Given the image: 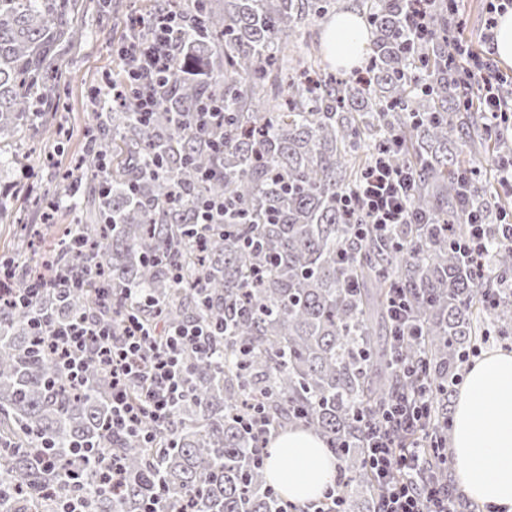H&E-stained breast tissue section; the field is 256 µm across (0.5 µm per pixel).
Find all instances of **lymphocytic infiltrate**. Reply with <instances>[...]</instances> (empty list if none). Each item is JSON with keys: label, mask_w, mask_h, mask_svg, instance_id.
<instances>
[{"label": "lymphocytic infiltrate", "mask_w": 512, "mask_h": 512, "mask_svg": "<svg viewBox=\"0 0 512 512\" xmlns=\"http://www.w3.org/2000/svg\"><path fill=\"white\" fill-rule=\"evenodd\" d=\"M185 16L170 9L156 15L151 38L139 41V16L130 15L125 26L130 35L117 53L129 64L124 87L135 96L141 116H149L159 105L158 92L177 66L176 44L184 29ZM482 96L490 122L512 112L497 85L501 74L491 56H470L465 67ZM410 173L376 159L363 175L354 195L343 198L344 208L359 205L368 223L377 230L407 221L406 206ZM34 328L45 351L55 355L70 381H81L88 357H96L112 377V428L117 432L141 433L144 441L154 435L142 428L144 419L165 423L181 398L179 355L183 349L202 344V331L190 327L156 337L134 319L127 320L122 335H112L89 319L56 323L38 317ZM426 397L396 398L381 417H367L368 466L377 476L381 496L376 512H455L454 495L447 484L426 478L427 455L420 443L400 444L401 435L421 426L427 416Z\"/></svg>", "instance_id": "1"}]
</instances>
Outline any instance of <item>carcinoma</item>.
Listing matches in <instances>:
<instances>
[{
	"label": "carcinoma",
	"instance_id": "1",
	"mask_svg": "<svg viewBox=\"0 0 512 512\" xmlns=\"http://www.w3.org/2000/svg\"><path fill=\"white\" fill-rule=\"evenodd\" d=\"M364 2L374 38L362 81L324 73L307 50V22L337 0H206L198 26L181 4L179 62L150 120L128 100L99 107V136L66 176L76 218L51 259L77 283L26 307L0 296V512H60L68 499L82 512L152 501L160 512H277L284 498L240 423L250 405L273 431L318 436L346 508L373 512L380 487L357 409L381 414L394 393L413 396L400 358L429 388L434 461L448 469V406L467 353L480 336H512V244L497 229L508 200L483 165L511 156L512 139L467 100L448 52L453 18L437 12L433 37L410 45L405 0ZM72 10L73 0H0V139L32 121L58 47L85 40ZM212 101L224 104L222 134L195 125ZM379 156L416 173L411 223L357 235L364 216L340 199ZM215 198L234 200L233 218L204 224L199 205ZM472 211L488 224V277L455 248ZM38 277L29 266L10 289ZM395 284L421 332L400 342ZM43 313L89 317L116 336L131 315L211 336L181 352L183 396L169 423L144 419L147 444L112 433V378L98 362L74 385L38 350ZM114 455L127 470L117 492L99 465Z\"/></svg>",
	"mask_w": 512,
	"mask_h": 512
}]
</instances>
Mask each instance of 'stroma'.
<instances>
[{
  "instance_id": "35a3bbf8",
  "label": "stroma",
  "mask_w": 512,
  "mask_h": 512,
  "mask_svg": "<svg viewBox=\"0 0 512 512\" xmlns=\"http://www.w3.org/2000/svg\"><path fill=\"white\" fill-rule=\"evenodd\" d=\"M143 0H81L76 21L89 29V39L77 46H61L53 66L52 109L41 114L37 124L12 138L0 141L11 158L0 167V197L11 203V211L26 223L39 225L41 238L36 249L18 246L11 220L0 221V262L11 259L21 265L35 263L39 251L64 239L73 216L67 206H59L52 223L41 221V211L29 200L30 194L54 199L61 190L59 178L70 160L83 151L95 135L91 118L94 103L91 90L111 77L118 64L116 46L122 42L123 15L140 10Z\"/></svg>"
}]
</instances>
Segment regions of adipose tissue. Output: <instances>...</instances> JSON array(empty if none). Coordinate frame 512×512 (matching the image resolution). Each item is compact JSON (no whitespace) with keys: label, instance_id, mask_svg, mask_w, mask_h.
<instances>
[{"label":"adipose tissue","instance_id":"ef3b65f1","mask_svg":"<svg viewBox=\"0 0 512 512\" xmlns=\"http://www.w3.org/2000/svg\"><path fill=\"white\" fill-rule=\"evenodd\" d=\"M369 29L355 9L329 21L323 42L331 61L361 67ZM452 462L456 479L474 500L512 512V352L490 351L467 374L454 411ZM267 471L289 500L305 503L336 482V468L320 439L295 429L269 444Z\"/></svg>","mask_w":512,"mask_h":512}]
</instances>
